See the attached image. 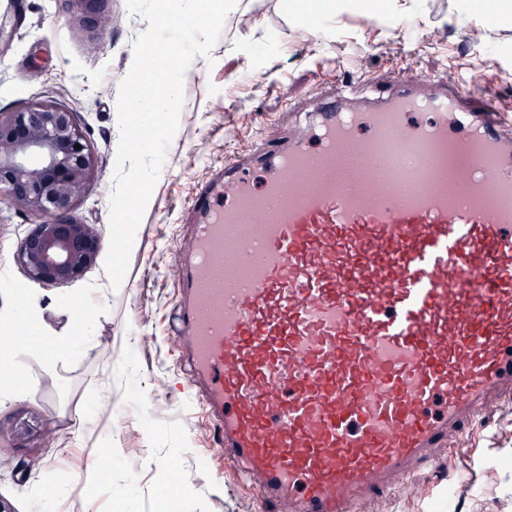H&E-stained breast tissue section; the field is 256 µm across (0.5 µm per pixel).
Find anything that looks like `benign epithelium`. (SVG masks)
Segmentation results:
<instances>
[{"instance_id": "7a95c632", "label": "benign epithelium", "mask_w": 512, "mask_h": 512, "mask_svg": "<svg viewBox=\"0 0 512 512\" xmlns=\"http://www.w3.org/2000/svg\"><path fill=\"white\" fill-rule=\"evenodd\" d=\"M67 2L75 30L90 23L103 29L112 25L102 0ZM98 168L99 157L70 107L49 96L0 110V199L9 209L39 218L16 248V260L30 277L61 285L97 262L98 229L73 210L90 192Z\"/></svg>"}]
</instances>
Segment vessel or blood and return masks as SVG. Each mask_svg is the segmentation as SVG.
<instances>
[{
    "instance_id": "vessel-or-blood-1",
    "label": "vessel or blood",
    "mask_w": 512,
    "mask_h": 512,
    "mask_svg": "<svg viewBox=\"0 0 512 512\" xmlns=\"http://www.w3.org/2000/svg\"><path fill=\"white\" fill-rule=\"evenodd\" d=\"M483 83L343 82L189 203L186 392L271 512L374 506L512 399V131Z\"/></svg>"
}]
</instances>
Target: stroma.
<instances>
[{"mask_svg": "<svg viewBox=\"0 0 512 512\" xmlns=\"http://www.w3.org/2000/svg\"><path fill=\"white\" fill-rule=\"evenodd\" d=\"M413 33L361 9L329 17L319 40L310 11L287 0H254L227 16L210 55L195 56L165 164L137 228L127 273L112 288L103 263L68 284L30 278L15 260L30 217L0 204V326L23 303L42 312L40 335L72 338L69 297L85 299L90 322L80 351L47 367L15 351L17 389L0 393V499L15 512H161L171 498L166 462L180 458L181 512H265L235 470L212 454L215 432L186 400L173 361L178 298L174 254L187 205L208 176L256 137L278 135L291 106H307L335 82L383 78L409 67L479 71L512 122V26L462 0H398ZM106 29L72 37L66 0H0V109L54 97L72 107L100 163L77 217L110 237L109 197L120 140L117 95L148 27L125 0H105ZM32 436L17 434L19 423ZM446 481L418 472L375 512H512V401L489 408L458 450L439 458ZM112 480H98V467Z\"/></svg>", "mask_w": 512, "mask_h": 512, "instance_id": "1", "label": "stroma"}]
</instances>
